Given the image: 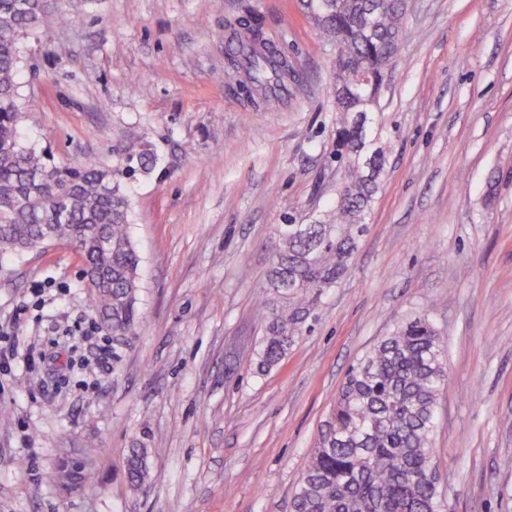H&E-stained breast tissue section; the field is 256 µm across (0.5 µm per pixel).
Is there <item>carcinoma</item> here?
I'll list each match as a JSON object with an SVG mask.
<instances>
[{
  "label": "carcinoma",
  "instance_id": "obj_1",
  "mask_svg": "<svg viewBox=\"0 0 512 512\" xmlns=\"http://www.w3.org/2000/svg\"><path fill=\"white\" fill-rule=\"evenodd\" d=\"M47 8V0H0V252H21L45 237L73 247L99 316L119 340L133 335L141 319L130 204L114 182L134 168L108 172L90 160L50 167L19 136V41L40 25ZM300 10L334 53L330 93L343 172L336 202L318 223L277 227L272 296L264 301L257 352L262 372L286 360L367 230L378 184L359 157L363 126L342 121L341 113L376 106L399 54L408 0H300ZM263 27V16L247 10L224 31L239 44L230 67L271 97L287 89L292 72L253 41ZM447 380L443 343L427 315L383 337L348 371L298 483L293 512H445L433 437ZM146 474L145 449H131L129 484L141 485Z\"/></svg>",
  "mask_w": 512,
  "mask_h": 512
}]
</instances>
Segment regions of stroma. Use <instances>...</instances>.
Here are the masks:
<instances>
[{
	"mask_svg": "<svg viewBox=\"0 0 512 512\" xmlns=\"http://www.w3.org/2000/svg\"><path fill=\"white\" fill-rule=\"evenodd\" d=\"M247 7L299 74L260 108L224 77ZM20 50L25 145L109 169L133 129L149 160L121 184L142 318L118 364L71 247L0 261V331L42 354L0 374V512H292L348 369L417 314L446 354V512H512V0H414L367 126L368 228L266 373L276 227L317 220L339 174L332 61L298 0H55ZM145 455L143 448L131 449L127 464V477L132 487H138L145 479L147 474Z\"/></svg>",
	"mask_w": 512,
	"mask_h": 512,
	"instance_id": "obj_1",
	"label": "stroma"
}]
</instances>
